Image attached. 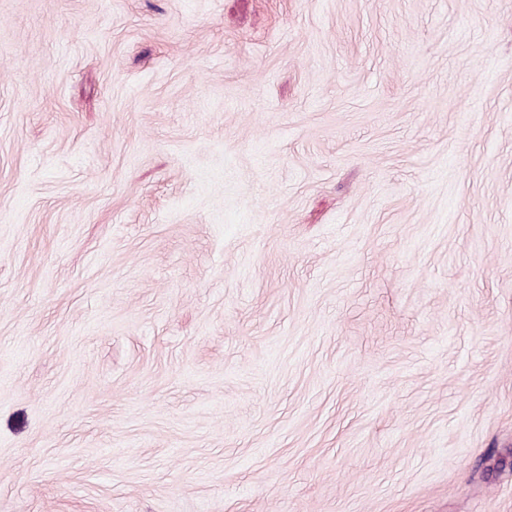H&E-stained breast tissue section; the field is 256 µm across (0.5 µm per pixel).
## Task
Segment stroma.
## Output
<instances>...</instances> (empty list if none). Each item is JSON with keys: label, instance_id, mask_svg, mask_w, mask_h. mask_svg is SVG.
<instances>
[{"label": "stroma", "instance_id": "35a3bbf8", "mask_svg": "<svg viewBox=\"0 0 512 512\" xmlns=\"http://www.w3.org/2000/svg\"><path fill=\"white\" fill-rule=\"evenodd\" d=\"M0 512H512V0H0Z\"/></svg>", "mask_w": 512, "mask_h": 512}]
</instances>
